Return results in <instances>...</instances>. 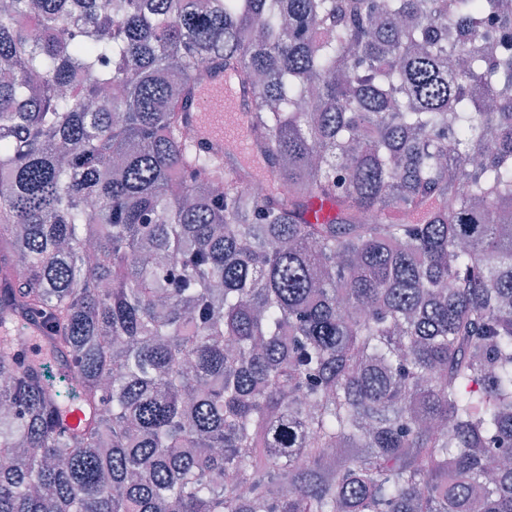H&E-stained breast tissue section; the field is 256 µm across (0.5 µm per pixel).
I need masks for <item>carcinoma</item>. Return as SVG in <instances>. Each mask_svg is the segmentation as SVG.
Masks as SVG:
<instances>
[{"label":"carcinoma","instance_id":"cac0c4a2","mask_svg":"<svg viewBox=\"0 0 512 512\" xmlns=\"http://www.w3.org/2000/svg\"><path fill=\"white\" fill-rule=\"evenodd\" d=\"M1 407L0 512H512V0L0 6ZM250 97L249 91L233 85L219 66L212 65L196 83L194 98L185 114L189 124L198 131V142L209 145L220 154L224 149H235L232 143L224 145V135L233 134L245 141L243 129L224 126V103L229 102L242 115L246 112Z\"/></svg>","mask_w":512,"mask_h":512}]
</instances>
